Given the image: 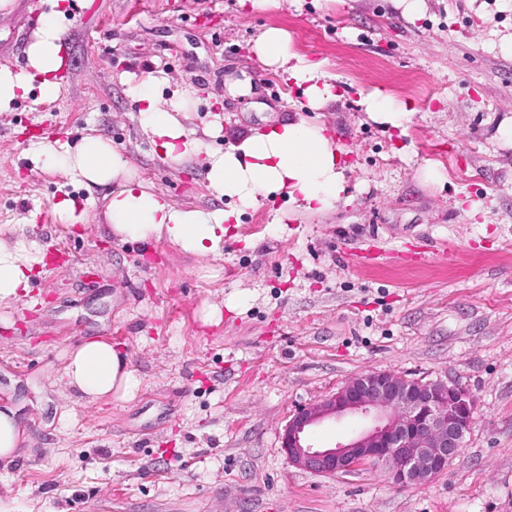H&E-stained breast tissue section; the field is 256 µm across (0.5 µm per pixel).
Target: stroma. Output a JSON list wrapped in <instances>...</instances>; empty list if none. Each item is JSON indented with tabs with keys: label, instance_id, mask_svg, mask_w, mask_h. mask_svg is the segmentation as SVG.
<instances>
[{
	"label": "stroma",
	"instance_id": "35a3bbf8",
	"mask_svg": "<svg viewBox=\"0 0 512 512\" xmlns=\"http://www.w3.org/2000/svg\"><path fill=\"white\" fill-rule=\"evenodd\" d=\"M57 96L0 112V234L37 241L45 265L0 306V405L21 453L0 461V512H512V0H67ZM45 0L0 11V67L26 62ZM321 63L335 99L310 112L252 54L267 27ZM211 150L297 115L326 125L346 191L319 214L284 198L247 210L220 257L123 242L111 186L86 190L33 161L34 142L110 140L179 207L224 209L192 162L175 169L138 121L131 75ZM385 96L415 116L369 119ZM442 180L428 181L425 168ZM89 205L71 226L54 204ZM243 298L203 324L204 302ZM103 339L129 356L130 402L77 403L64 351ZM459 383L475 424L448 470L402 488L385 467L333 476L289 464L292 414L371 371Z\"/></svg>",
	"mask_w": 512,
	"mask_h": 512
}]
</instances>
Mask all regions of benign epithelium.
Wrapping results in <instances>:
<instances>
[{
    "mask_svg": "<svg viewBox=\"0 0 512 512\" xmlns=\"http://www.w3.org/2000/svg\"><path fill=\"white\" fill-rule=\"evenodd\" d=\"M474 395L454 382L372 371L327 398L299 408L282 437L288 462L322 475L384 465L399 486H419L448 468L475 423ZM355 417L361 428L332 448L310 443V429Z\"/></svg>",
    "mask_w": 512,
    "mask_h": 512,
    "instance_id": "1",
    "label": "benign epithelium"
}]
</instances>
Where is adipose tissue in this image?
Wrapping results in <instances>:
<instances>
[{
	"mask_svg": "<svg viewBox=\"0 0 512 512\" xmlns=\"http://www.w3.org/2000/svg\"><path fill=\"white\" fill-rule=\"evenodd\" d=\"M27 52L28 66L14 72L0 67V112L38 87L42 98H54L62 59L65 11L60 0H49ZM254 56L266 67L287 74L302 88L310 110L333 99V86L320 63L297 52L286 30L266 28L253 43ZM158 79L146 74L131 83L130 94L141 102L139 123L157 142L165 161L181 164L203 156L210 189L229 199L224 210L179 208L138 177L135 169L101 136L87 135L76 144L40 145L37 156L57 170L91 187L113 184L105 216L115 236L125 241L164 240L194 256L220 255L224 238L242 214L263 205L270 195L283 194L290 208L320 213L333 207L345 190L344 166L335 141L323 125L297 117L252 129L224 152L208 153L203 141L182 124L187 97L162 105ZM44 254L36 243L0 238V304L10 305L27 294ZM68 386L88 402L109 397L130 401L138 381L125 352L102 339H90L71 350L64 367Z\"/></svg>",
	"mask_w": 512,
	"mask_h": 512,
	"instance_id": "adipose-tissue-1",
	"label": "adipose tissue"
}]
</instances>
